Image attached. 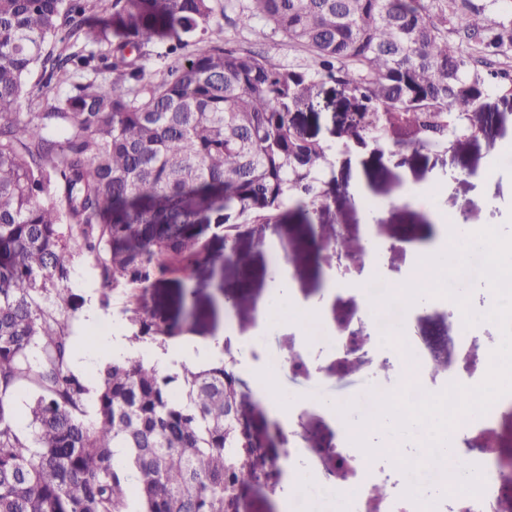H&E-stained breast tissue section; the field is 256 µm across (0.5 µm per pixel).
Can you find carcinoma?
<instances>
[{"instance_id":"obj_1","label":"carcinoma","mask_w":512,"mask_h":512,"mask_svg":"<svg viewBox=\"0 0 512 512\" xmlns=\"http://www.w3.org/2000/svg\"><path fill=\"white\" fill-rule=\"evenodd\" d=\"M249 2L242 22L265 20L305 63L224 47L212 0H0V512H227L261 479L224 425L239 382L224 361L168 374L133 351L92 385L73 368L76 259L102 306L129 294L131 346L165 347L190 326L138 293L211 263V228L244 268L238 228L291 204L311 223L336 155L444 149L489 90L512 95V0ZM154 57L166 66L147 79ZM322 80L354 113L334 145L295 121ZM33 399L34 393L28 388L19 389L13 397L16 423L24 431L30 430L31 416L29 406Z\"/></svg>"}]
</instances>
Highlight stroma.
Returning a JSON list of instances; mask_svg holds the SVG:
<instances>
[{"mask_svg": "<svg viewBox=\"0 0 512 512\" xmlns=\"http://www.w3.org/2000/svg\"><path fill=\"white\" fill-rule=\"evenodd\" d=\"M246 3L247 0L216 2L225 46L258 51L283 65L299 60V52L289 47L286 39L273 34L264 21L255 20L246 27L236 25V15ZM339 99L336 85L324 83L314 111L298 113L297 123L315 139L335 142L336 125L342 116ZM477 123L479 132L459 139L445 151L407 150L382 157L361 152L339 155L335 177L344 189L332 196L327 209L314 215L311 225L300 224L291 215L279 223L252 224L242 229L237 246L250 260L249 287H239L238 270L235 265L224 263V239L216 236L210 240L215 264L197 268L190 279L176 276L140 294L139 301L146 308L160 310L176 322L190 321L194 342L224 332V356L235 362L242 412L259 443L271 441L283 449L288 439L275 435L267 408L258 398L266 375L252 366L253 347H260L265 356L282 360L284 367L277 374L278 394L294 407L292 425L297 434L315 429L331 436L328 418L320 409L322 403L340 406L358 402L375 391L397 389L402 381L399 362L379 350L380 336H370L360 355L346 359L326 343L306 341L303 326L273 322L259 325L257 303L268 291L277 258L288 263L295 293L304 301L322 300L325 277L347 284L346 293L329 304L330 330L343 339L363 323L356 285L365 268L376 265L380 278L388 282L405 277L415 260L417 246L434 240L428 231L432 213L448 216L462 209L468 232L495 226L512 234V96L490 94ZM489 167L496 168V178L477 185L476 176ZM406 180L416 185L441 180L447 188L419 205L406 206L395 200ZM360 183L365 186V199L361 202L353 192ZM371 214L376 215L379 224L375 232L366 226ZM336 227L341 228L348 251L338 259L315 261L313 236ZM228 292L236 295L234 305L224 303ZM127 303V295L119 291L102 311L100 323H86L80 312L72 319L73 366L87 379H94L98 369L109 361L110 355L99 341L112 330L125 328L123 310ZM398 332L415 342L425 338L438 341L439 361L427 367L417 381L429 392L442 391L453 382L471 386L481 383L487 375L491 353L500 342L497 325L483 322L477 325L472 342L458 343L455 304L451 301L421 305ZM511 439L512 409H504L491 424L451 435L450 445L459 453L469 448H488L498 453L503 443ZM374 469L382 495L368 501L367 512H385L390 502L404 503L405 474L382 453L375 458ZM296 493V487L279 473L242 492L237 512H283L286 502Z\"/></svg>", "mask_w": 512, "mask_h": 512, "instance_id": "1", "label": "stroma"}]
</instances>
